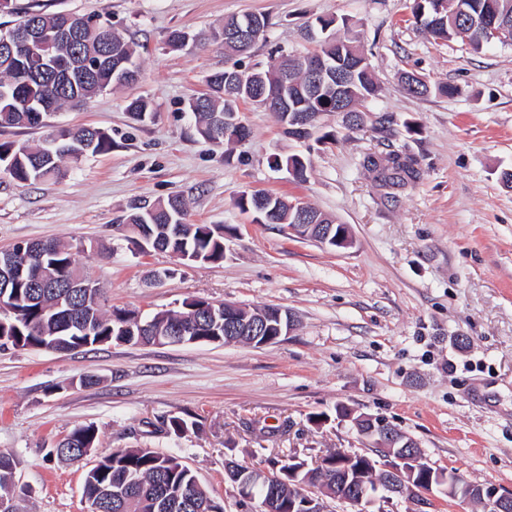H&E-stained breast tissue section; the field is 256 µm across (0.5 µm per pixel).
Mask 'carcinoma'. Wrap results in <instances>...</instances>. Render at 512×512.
Instances as JSON below:
<instances>
[{
  "label": "carcinoma",
  "instance_id": "obj_1",
  "mask_svg": "<svg viewBox=\"0 0 512 512\" xmlns=\"http://www.w3.org/2000/svg\"><path fill=\"white\" fill-rule=\"evenodd\" d=\"M439 15L442 23L430 30L436 40L451 41L463 39V23L472 15H497L512 22V0H413V15L420 22L432 15ZM36 17L45 28L63 24L61 13L45 15L26 11L20 21L27 22ZM112 52L132 61L134 69L130 78L139 73L135 44L112 34ZM57 56L76 64L97 63L88 69L86 79L78 85L79 96L88 101L100 92L119 85L117 75L112 73V58L104 57L101 33L89 28L74 45L56 43L43 51V57ZM308 55H294L290 64L291 80L298 87L290 88L282 81V75L275 58H270L262 68L253 73L252 83L264 88L266 93L283 96L288 104L299 105V110L310 109L314 103L303 92L308 81L305 67ZM63 78L53 76L42 69V57L30 56L19 60L11 71L0 70V127L37 128L39 113L33 107L48 93H53L52 104L61 108L70 104L71 95L61 89ZM208 92L191 96L188 102L194 104L195 129L204 137L210 131H224V114L238 111V102L246 101L257 108L263 107V100L245 89L233 97H224V72L217 71L206 78ZM404 89L413 95L447 96L453 88L446 84L431 85L421 77L406 73L402 81ZM377 92L373 69L364 65L345 84L348 103L358 106L365 103ZM127 111L140 122L154 117L150 100L137 97L127 105ZM94 143L91 154H100L112 148V141L96 127H83L72 134V144ZM49 147L20 146L13 142L0 143V157H7V172L20 184L41 181L61 175L60 162L65 155H48ZM364 164L378 171V178L386 185L401 186L417 179L419 175L417 158L403 150H391L385 154L369 153ZM266 198L268 215H260L266 224H292L296 210L288 201L270 193H260ZM126 223L141 228L158 244V250L199 255L208 263L224 261V231L215 230L207 224L185 222V204L179 198H171L150 207H141L129 214ZM45 253V260L58 265L51 280L43 288L34 290L22 285L17 289L21 297L33 291L42 303L16 305L17 312L5 316L0 314V336L10 339L5 346L21 350H38L51 336L69 342L74 348L86 344L103 345L115 343L150 344L154 337L164 336L176 325H194L193 336L202 344L225 336L224 310L210 307L208 300L193 298L189 308L180 311L161 310L150 317V329L140 332L137 324L138 313L132 309L113 308L109 311L103 305L93 307L86 304L81 289L69 287L72 273L78 271L72 254V245L58 241H22L17 243L13 255L20 260ZM65 294L69 303L60 310L55 309V299ZM82 320L89 324L90 335L67 336L63 327L70 321ZM168 435L180 437L194 425L180 416H172L162 422ZM97 431L90 425L79 426L63 438L55 453L58 458L74 462L82 456V449L95 447ZM281 464V478L276 489H260L255 497L260 500L263 512H289L288 503L297 497L302 486L316 489L326 487L336 491V480L348 484L382 483L387 480L377 467L376 459L366 454L352 463L338 451L321 458V463L306 468L294 477L288 471L303 466V463H280L277 458L266 461L268 465ZM84 496L99 502L102 512H224V505L217 502L198 483L192 470L178 457H165L151 448H119L101 456L84 478Z\"/></svg>",
  "mask_w": 512,
  "mask_h": 512
}]
</instances>
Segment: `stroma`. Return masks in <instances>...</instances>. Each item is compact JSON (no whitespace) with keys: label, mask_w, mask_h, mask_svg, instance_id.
<instances>
[{"label":"stroma","mask_w":512,"mask_h":512,"mask_svg":"<svg viewBox=\"0 0 512 512\" xmlns=\"http://www.w3.org/2000/svg\"><path fill=\"white\" fill-rule=\"evenodd\" d=\"M46 14L108 17L138 44L137 83L80 109L58 110L39 129L0 128V142H41L50 127L100 128L109 152L64 161L60 177L19 185L0 169V249L22 240H66L76 264L104 284L109 305L150 315L185 299L276 306L296 326L276 343L133 345L70 352L0 350V453L17 464L19 512H85L83 480L117 448L183 457L224 512H258L225 478L233 462L255 467L293 455L316 465L334 449L369 453L338 423L337 406L379 416L414 438L427 461L464 481L512 493V43L473 50L421 32L412 0H16ZM267 15L269 38L243 68L271 52L311 47L316 17L348 20L379 90L364 120L322 115L312 137L284 134L276 116L241 105L247 138L202 139L186 108L225 66L209 43L172 52L173 28L222 29L227 16ZM455 86L448 97L408 94L400 75ZM155 118L132 119L130 98ZM392 117L389 129L379 121ZM417 156L419 177L383 187L364 166L384 147ZM307 159L298 182L272 156ZM262 190L307 202L348 225L349 248H332L255 224L235 201ZM177 195L193 224L224 227V260L180 266L170 253L134 251L125 217ZM162 273L150 283L151 273ZM95 376L93 385L81 377ZM326 414L327 422L313 418ZM196 421L181 438L164 419ZM94 426L98 442L77 463L58 460V441Z\"/></svg>","instance_id":"stroma-1"}]
</instances>
